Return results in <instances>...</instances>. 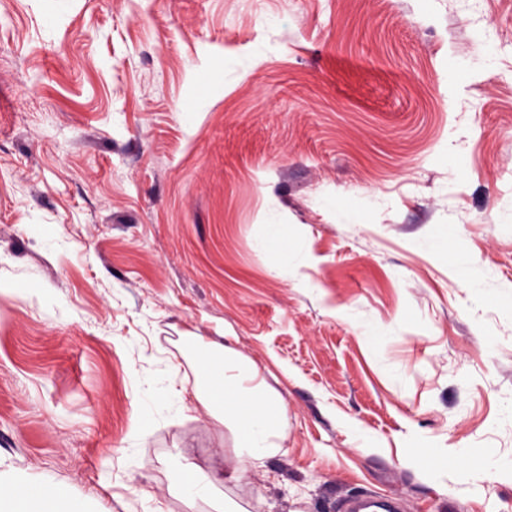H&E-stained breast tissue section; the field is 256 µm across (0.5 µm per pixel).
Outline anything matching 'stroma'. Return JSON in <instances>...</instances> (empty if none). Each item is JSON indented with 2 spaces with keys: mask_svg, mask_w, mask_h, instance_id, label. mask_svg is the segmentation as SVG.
Listing matches in <instances>:
<instances>
[{
  "mask_svg": "<svg viewBox=\"0 0 512 512\" xmlns=\"http://www.w3.org/2000/svg\"><path fill=\"white\" fill-rule=\"evenodd\" d=\"M272 14L288 19L273 36ZM480 32L496 69L450 83ZM271 36L225 84V60ZM352 195L376 199L370 223L341 219ZM272 207L306 249L295 268L254 248ZM510 209L512 0H68L51 19L0 0V462L101 512H194L169 455L224 469L229 426L192 410L138 440L139 467L125 455L132 376L193 377L201 336L287 403L281 452L222 487L239 512L361 494L512 512V470L476 455L512 459ZM460 255L493 274L486 296ZM26 279L60 306L17 292Z\"/></svg>",
  "mask_w": 512,
  "mask_h": 512,
  "instance_id": "1",
  "label": "stroma"
}]
</instances>
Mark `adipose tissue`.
I'll use <instances>...</instances> for the list:
<instances>
[{
  "instance_id": "adipose-tissue-1",
  "label": "adipose tissue",
  "mask_w": 512,
  "mask_h": 512,
  "mask_svg": "<svg viewBox=\"0 0 512 512\" xmlns=\"http://www.w3.org/2000/svg\"><path fill=\"white\" fill-rule=\"evenodd\" d=\"M268 230L255 242L259 251L277 247L278 261L292 268L305 259L301 246L281 239L282 217L268 210ZM194 379L180 377L178 365L169 363L147 382L132 381L130 440H137L165 423L182 419L191 404L218 423L232 422L236 439L235 464L229 479H240L248 467L262 465L277 455L288 427L286 403L251 360L238 356L228 344L202 342ZM171 493L207 512H226L218 494V480L182 450H175ZM0 512H91L88 496L71 492L48 478H21L0 469Z\"/></svg>"
}]
</instances>
